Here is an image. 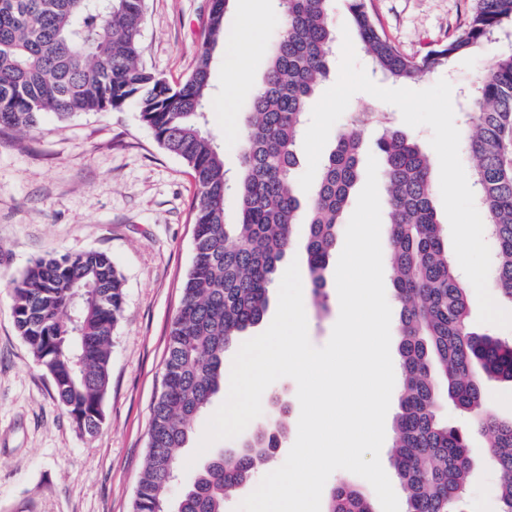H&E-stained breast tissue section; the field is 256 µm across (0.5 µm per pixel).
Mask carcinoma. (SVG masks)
I'll list each match as a JSON object with an SVG mask.
<instances>
[{"mask_svg":"<svg viewBox=\"0 0 512 512\" xmlns=\"http://www.w3.org/2000/svg\"><path fill=\"white\" fill-rule=\"evenodd\" d=\"M333 0H281L264 78L247 113L240 170L230 183L203 131L212 50L224 41L229 0H212L208 43L192 73L173 86L138 63L144 0H108L101 17L86 0H0V129L31 130L47 113L60 120L129 104L157 142L192 171L199 195L196 244L171 323L161 386L151 406L147 451L132 512H225L226 502L273 458L283 420L257 428L237 448L213 452L171 498L194 419L224 388V353L270 308L269 291L306 233L308 280L323 296L325 271L350 195L362 175L358 130L342 133L324 160L310 202L294 191L298 144L315 92L329 73L336 36ZM362 49L386 79L413 83L468 56L512 22V0H479L465 32L406 56L377 27L365 0H347ZM467 152L479 209L495 242L492 287L512 305V53L475 83ZM387 187L388 264L399 305L402 380L392 466L406 512H465L470 438H489L501 473V512H512V419L485 413L484 377L512 383V343L469 325L467 288L445 246L431 163L417 140L387 127L376 141ZM238 218L226 220L229 194ZM18 332L53 381L59 404L83 436L96 434L110 383L112 336L124 309L123 280L99 251L40 259L9 282ZM471 416L441 421L443 395ZM328 512H373L361 489L334 490Z\"/></svg>","mask_w":512,"mask_h":512,"instance_id":"obj_1","label":"carcinoma"}]
</instances>
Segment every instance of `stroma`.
I'll use <instances>...</instances> for the list:
<instances>
[{"label":"stroma","instance_id":"1","mask_svg":"<svg viewBox=\"0 0 512 512\" xmlns=\"http://www.w3.org/2000/svg\"><path fill=\"white\" fill-rule=\"evenodd\" d=\"M478 0H366L390 42L408 56L460 36ZM254 47L248 79L225 109L224 60L239 45L213 50L205 127L229 175L239 171L243 119L280 25L276 0H254ZM209 0H146L140 62L176 84L187 78L207 43ZM512 50V25L416 89L439 79L452 85L455 124L467 134L460 94ZM197 186L186 163L167 152L134 107L90 112L61 122L44 115L28 132L0 131V280L20 276L34 261L67 252H106L124 278L123 316L112 338L110 386L103 422L83 436L58 403L49 375L35 362L13 316L10 289L0 287V512H131L147 447L151 405L161 387L180 284L192 260L190 214ZM325 301L311 288L303 304L311 344L324 346L339 312L334 270ZM287 404V437L270 469L280 467L298 432L295 380L284 377L263 393L261 426ZM466 512H501L497 471L487 438L473 432Z\"/></svg>","mask_w":512,"mask_h":512}]
</instances>
